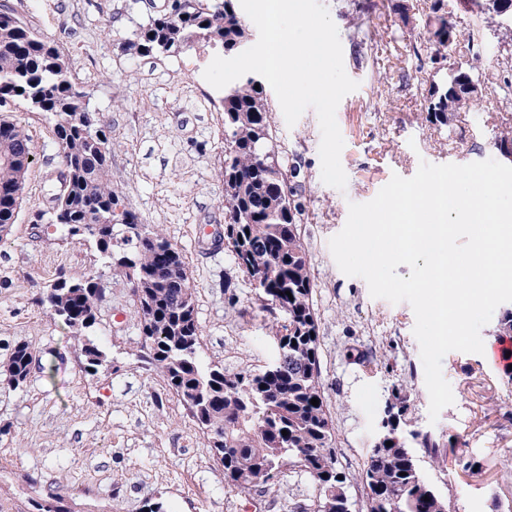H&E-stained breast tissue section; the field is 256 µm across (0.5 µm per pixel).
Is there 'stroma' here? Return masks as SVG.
Instances as JSON below:
<instances>
[{
  "label": "stroma",
  "mask_w": 512,
  "mask_h": 512,
  "mask_svg": "<svg viewBox=\"0 0 512 512\" xmlns=\"http://www.w3.org/2000/svg\"><path fill=\"white\" fill-rule=\"evenodd\" d=\"M321 2L337 27L345 71L358 84L336 110L345 190L321 178L316 111L307 109L290 126L275 92L267 97L276 150L299 172L324 402L338 461L354 477L353 512H366L355 477L395 386L414 401L409 428L444 433L482 464L468 474L451 463L436 466L416 449L421 471L450 512H512V369L484 353H447L441 370L454 403L430 420L411 305L372 297L363 278L340 271L329 248L350 203L372 200L392 175L412 177L423 160L498 159L495 139L512 128V111L497 108L512 50L499 43L493 14L476 19L460 0H445L459 28L479 23L487 63L475 107L440 128L424 115L451 66L429 62V42L404 28L395 0ZM9 3L68 56L73 82L108 126L113 183L142 223L161 225L182 252L206 360L229 374L270 364L274 316L228 246L212 245L224 228V92L203 77L215 50L143 57L131 48L138 25L162 13L167 0ZM0 117L27 129L33 154L18 219L0 241V360L19 341L35 356L23 386L0 378V512H32L33 503L52 499L66 512H143L158 501L165 512H306L312 481L285 469L269 489L228 487L188 411L142 358L131 284L104 266L91 241L64 240L51 221L52 176L61 166L52 122L22 104L0 110ZM92 267L102 273L104 296L90 337L109 359L94 375L84 369L78 339L39 302L42 287L59 275L77 277Z\"/></svg>",
  "instance_id": "35a3bbf8"
}]
</instances>
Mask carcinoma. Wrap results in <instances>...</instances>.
Returning <instances> with one entry per match:
<instances>
[{
    "instance_id": "obj_1",
    "label": "carcinoma",
    "mask_w": 512,
    "mask_h": 512,
    "mask_svg": "<svg viewBox=\"0 0 512 512\" xmlns=\"http://www.w3.org/2000/svg\"><path fill=\"white\" fill-rule=\"evenodd\" d=\"M198 2L199 8L185 18L169 10L153 17L133 33L131 45L145 56L201 44L220 47L226 56L242 52L250 28L238 0ZM423 29L435 37L431 60L467 55L426 112V122L447 127L471 104L452 86L477 83L484 57L473 32L458 29L443 0H435ZM86 98L72 82L70 60L55 41L38 35L15 10L0 4V103H24L54 118L67 176L65 189L52 202L53 224L66 239L93 240L108 268L132 284L142 358L189 411L224 467V481L240 490L264 487L286 466L314 482L312 512H348L351 479L338 466L334 427L324 404L316 283L297 224L303 205L288 189L287 169L270 156L274 134L265 80L245 74L224 87V240L238 269L257 280L255 287L269 309L281 315L271 325L278 354L260 371L233 375L204 361L184 257L159 226L141 222L112 184L105 123ZM29 157L24 127L1 120L0 239L18 219L14 201L21 200ZM100 281L95 269L78 278L60 276L40 299L83 340L85 368L94 371L106 363L104 352L88 338L103 296ZM32 362L30 345L18 342L0 363V373L18 387L27 381ZM313 398L318 405L311 404ZM412 406L410 394L392 389L383 432L359 477L367 512H448L447 500L422 475L414 454L423 448L445 465L448 442L428 431H405Z\"/></svg>"
}]
</instances>
